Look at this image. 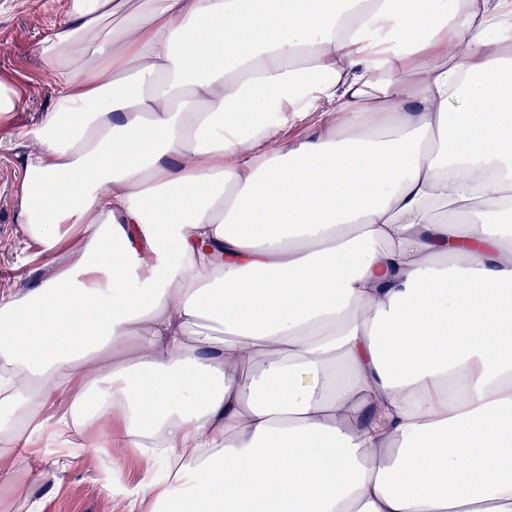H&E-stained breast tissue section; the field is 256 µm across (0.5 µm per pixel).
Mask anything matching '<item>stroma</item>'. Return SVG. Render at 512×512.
Returning <instances> with one entry per match:
<instances>
[{"instance_id":"35a3bbf8","label":"stroma","mask_w":512,"mask_h":512,"mask_svg":"<svg viewBox=\"0 0 512 512\" xmlns=\"http://www.w3.org/2000/svg\"><path fill=\"white\" fill-rule=\"evenodd\" d=\"M66 6L67 0H0V76L10 79L23 98L21 110L0 124V296L5 298L35 279L26 262L37 246L23 226L19 156L29 146L25 130L42 122L53 106L54 85L39 71L37 50L65 20ZM75 439L81 449L72 458L57 455L43 438L21 450L20 477L5 491L13 512H147V505L109 489L113 482L129 489L142 483L145 473L135 449L118 441L103 447L99 424Z\"/></svg>"}]
</instances>
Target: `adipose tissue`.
I'll return each mask as SVG.
<instances>
[{
	"label": "adipose tissue",
	"instance_id": "1",
	"mask_svg": "<svg viewBox=\"0 0 512 512\" xmlns=\"http://www.w3.org/2000/svg\"><path fill=\"white\" fill-rule=\"evenodd\" d=\"M66 16L24 133L42 273L0 299V480L107 421L152 512H512V0Z\"/></svg>",
	"mask_w": 512,
	"mask_h": 512
}]
</instances>
